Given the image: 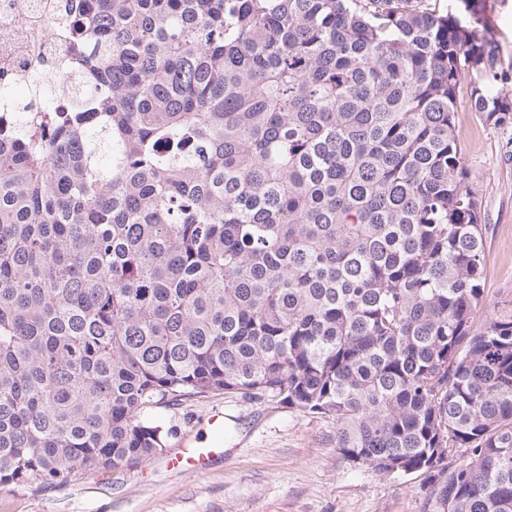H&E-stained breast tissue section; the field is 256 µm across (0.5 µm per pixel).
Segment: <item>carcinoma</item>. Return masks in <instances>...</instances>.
Wrapping results in <instances>:
<instances>
[{"label":"carcinoma","mask_w":512,"mask_h":512,"mask_svg":"<svg viewBox=\"0 0 512 512\" xmlns=\"http://www.w3.org/2000/svg\"><path fill=\"white\" fill-rule=\"evenodd\" d=\"M56 0L0 121V487L164 451L214 391L336 418L426 512H512V304L455 136L512 126L472 0ZM77 73L61 95L59 65Z\"/></svg>","instance_id":"obj_1"}]
</instances>
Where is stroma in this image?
Here are the masks:
<instances>
[{
	"label": "stroma",
	"instance_id": "obj_1",
	"mask_svg": "<svg viewBox=\"0 0 512 512\" xmlns=\"http://www.w3.org/2000/svg\"><path fill=\"white\" fill-rule=\"evenodd\" d=\"M512 99V0H478ZM456 133L485 210L483 310L512 297V127L483 123L460 101ZM224 413L225 451L200 472L169 469L182 437ZM166 451L116 470L75 468L65 482L0 488V512H425L421 477L392 476L345 457L336 421L268 397L221 391L149 409Z\"/></svg>",
	"mask_w": 512,
	"mask_h": 512
}]
</instances>
